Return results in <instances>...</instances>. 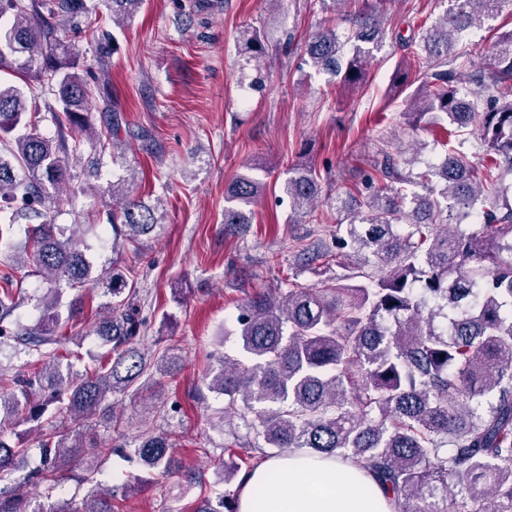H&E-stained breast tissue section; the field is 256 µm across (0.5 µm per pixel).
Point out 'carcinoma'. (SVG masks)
Instances as JSON below:
<instances>
[{"label":"carcinoma","instance_id":"1","mask_svg":"<svg viewBox=\"0 0 512 512\" xmlns=\"http://www.w3.org/2000/svg\"><path fill=\"white\" fill-rule=\"evenodd\" d=\"M143 0H110L112 20H129ZM512 9V0H448L444 20L411 38L408 47L424 68L411 95L414 126L433 124L458 137L479 125L482 155L471 160L447 153L420 173L410 161L383 152L370 181L383 186L351 199L336 198L349 213L336 250L356 256L354 284L260 290L233 315L239 355L217 358L218 369L202 378L205 392L224 396L222 422L226 484L288 448L358 465L385 492L393 512H512V31L491 45L484 68L455 65L458 35ZM85 0H0V240L27 224V246L10 269L19 281L49 277L54 286L36 298L38 322L10 321L22 289L0 293V357L23 350L42 370L32 378L7 376L0 367V482L14 474L29 448L9 439L6 423L56 413L37 436L41 460L23 477L0 485V512H45L29 487L46 496L62 491L64 472L83 449L91 483L97 462L117 456L151 472L171 474L173 444L165 433L141 436L137 446L112 445L91 419L110 410L109 396L140 390L145 373L140 347L145 323L133 282L112 269L96 270L77 245L76 225L56 224L51 213L69 202L66 157L79 152L67 132L96 134L92 90L82 62L68 41L78 28ZM382 23L362 5L349 32L322 28L308 39L311 65L348 89L360 88L367 62L382 46ZM245 63L266 55L258 32H242ZM56 97L51 110L57 136L37 130L45 88ZM490 94L479 107L481 93ZM442 180L441 199L408 194V187ZM263 192L250 175L226 188L224 223L247 224L245 208ZM293 216L304 218L319 199L318 176L301 169L285 188ZM112 247L136 243L158 220L156 208L112 184ZM89 282L111 301L96 334L109 348L98 366L64 378L68 325L76 317L61 285ZM182 359L165 347L157 370L169 372ZM82 423L68 430L63 419ZM262 435L266 446L248 442L234 419ZM248 448L246 457L236 449ZM231 490L201 499L194 512H238ZM82 512H115L112 492L92 491Z\"/></svg>","mask_w":512,"mask_h":512}]
</instances>
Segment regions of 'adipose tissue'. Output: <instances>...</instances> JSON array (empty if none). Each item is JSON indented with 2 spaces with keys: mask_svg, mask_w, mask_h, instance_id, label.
Listing matches in <instances>:
<instances>
[{
  "mask_svg": "<svg viewBox=\"0 0 512 512\" xmlns=\"http://www.w3.org/2000/svg\"><path fill=\"white\" fill-rule=\"evenodd\" d=\"M367 480L356 466L293 452L246 476L238 512H392L379 488L367 496L354 493L356 483Z\"/></svg>",
  "mask_w": 512,
  "mask_h": 512,
  "instance_id": "adipose-tissue-1",
  "label": "adipose tissue"
}]
</instances>
